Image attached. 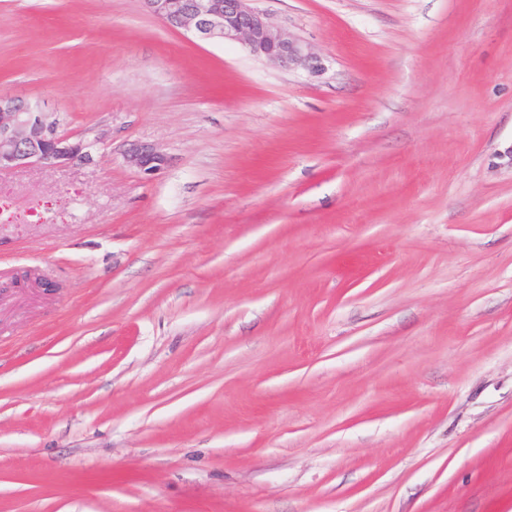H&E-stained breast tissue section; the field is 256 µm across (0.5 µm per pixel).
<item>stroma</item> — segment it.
I'll return each mask as SVG.
<instances>
[{"mask_svg": "<svg viewBox=\"0 0 512 512\" xmlns=\"http://www.w3.org/2000/svg\"><path fill=\"white\" fill-rule=\"evenodd\" d=\"M321 69L140 0H0V512H512V0H254ZM150 144L145 180L125 159ZM59 129L58 115L40 103L0 95V174L19 166L92 163V143ZM125 159L147 180L153 179L168 163L166 154L154 147L134 146L127 151Z\"/></svg>", "mask_w": 512, "mask_h": 512, "instance_id": "1", "label": "stroma"}]
</instances>
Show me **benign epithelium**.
I'll return each mask as SVG.
<instances>
[{
    "label": "benign epithelium",
    "instance_id": "1",
    "mask_svg": "<svg viewBox=\"0 0 512 512\" xmlns=\"http://www.w3.org/2000/svg\"><path fill=\"white\" fill-rule=\"evenodd\" d=\"M253 0H141L143 9L172 29L202 40L237 42L276 66L320 70L319 56L299 37L252 6ZM92 143L60 132V119L38 102L0 95V173L19 166L52 168L93 162ZM127 163L147 180L168 163L161 150L134 146Z\"/></svg>",
    "mask_w": 512,
    "mask_h": 512
}]
</instances>
